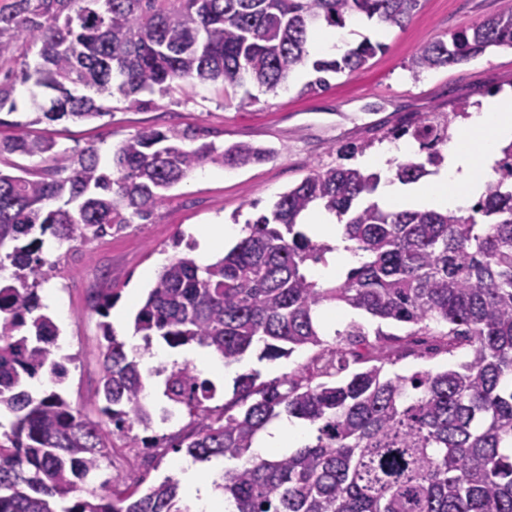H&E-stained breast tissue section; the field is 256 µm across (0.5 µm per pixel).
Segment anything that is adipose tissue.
I'll return each instance as SVG.
<instances>
[{
    "mask_svg": "<svg viewBox=\"0 0 512 512\" xmlns=\"http://www.w3.org/2000/svg\"><path fill=\"white\" fill-rule=\"evenodd\" d=\"M511 142L512 93L501 95L481 110L471 112L465 136L447 151L443 165L420 188L419 195L425 207L441 212L469 208L484 194L502 147ZM415 153V145L401 141L387 144L365 162L366 167L379 174L378 190L388 208H398L403 199L402 189L389 169V161L398 156L408 158ZM305 222L317 240L331 247L326 266L318 271L319 278L335 280L354 266V257L344 249L342 227L331 213L314 211L306 216ZM307 435L306 426L300 422L275 423L266 428L256 450L267 456L286 448H297Z\"/></svg>",
    "mask_w": 512,
    "mask_h": 512,
    "instance_id": "1",
    "label": "adipose tissue"
}]
</instances>
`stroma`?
Wrapping results in <instances>:
<instances>
[{"label":"stroma","instance_id":"stroma-1","mask_svg":"<svg viewBox=\"0 0 512 512\" xmlns=\"http://www.w3.org/2000/svg\"><path fill=\"white\" fill-rule=\"evenodd\" d=\"M512 10V0H423L405 28L382 32L362 24L349 29L348 45L363 37L386 44L357 75L330 76L326 89L307 93L304 85L315 77L312 69L276 92L227 88L222 82L185 83L171 95L142 96L133 104L113 95L110 115L95 120L33 123L25 86H17L16 112L0 113V136L25 132L54 139L71 149L95 146L103 160L126 139L144 130L190 127L199 141L226 146L250 142L275 149V156L244 168L207 166L174 186L164 205L149 219L135 220L124 230L93 241L76 240L49 246L53 262L40 295L60 328L59 344L70 360L68 376L59 390L90 418H98L95 397L100 372L99 315L90 311L87 295L108 288L113 303L108 320L118 338L133 334V320L143 304L151 280L146 272L160 271L174 255L177 237H192L208 224L244 226L269 212L278 195L299 183L316 165L342 163L341 149L366 144L355 165L380 150L381 137L417 112H451L460 99L478 107L512 91V48H496L470 61L451 64L413 80L405 61L423 44L448 36L465 23ZM256 103L239 108L245 94ZM189 422L187 414L170 422H154L150 429L134 426L130 438L118 437L109 461L92 479V486L108 477L124 475L150 486L175 475L185 452L145 447V439L169 435Z\"/></svg>","mask_w":512,"mask_h":512}]
</instances>
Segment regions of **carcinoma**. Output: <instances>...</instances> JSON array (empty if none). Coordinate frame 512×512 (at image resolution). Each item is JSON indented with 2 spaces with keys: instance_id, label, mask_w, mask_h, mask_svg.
Returning <instances> with one entry per match:
<instances>
[{
  "instance_id": "cac0c4a2",
  "label": "carcinoma",
  "mask_w": 512,
  "mask_h": 512,
  "mask_svg": "<svg viewBox=\"0 0 512 512\" xmlns=\"http://www.w3.org/2000/svg\"><path fill=\"white\" fill-rule=\"evenodd\" d=\"M422 0H11L0 7V64L37 49L35 66L0 68V112L17 111L16 84L28 83L36 121L109 114L83 89L117 90L134 104L143 93L170 94L182 82L254 83L268 91L307 66L317 77L355 75L386 45L364 38L331 58L311 59L323 27L361 17L403 28ZM512 47V12L466 24L419 47L404 68L415 80L432 70ZM459 110L407 118L387 139L406 135L423 162L396 164L404 184L428 174ZM191 129L142 131L112 153L61 149L51 139L0 137V410L14 416L0 433V512H190L179 481L166 476L139 491L121 476L101 495L87 487L108 457L115 432L153 423L140 359L101 323L102 419L91 420L56 391L35 393L47 373L61 382L70 356L38 292L47 280L45 236L58 244L100 238L147 219L168 191L205 165L243 168L275 151L248 142L187 146ZM486 192L467 212L386 210L370 199L379 174L338 164L316 166L280 194L268 214L244 224L224 256L201 267L192 254L167 260L134 319L144 349L207 348L225 365L255 346L270 359L310 351L288 376L236 380L234 404L219 414L217 393L190 361L165 367L162 395L193 418L192 428L162 437L194 460L231 462L216 482L233 512H512V144L502 149ZM38 158L34 171L11 157ZM322 208L343 224L346 249L360 259L344 279L308 275L330 247L301 230L304 213ZM343 303L377 322L352 321L324 338L319 312ZM89 307L107 317L112 289L95 288ZM406 326L405 335L382 324ZM411 345L464 355L442 371H390ZM286 414L311 426L294 451L263 458L257 435Z\"/></svg>"
}]
</instances>
